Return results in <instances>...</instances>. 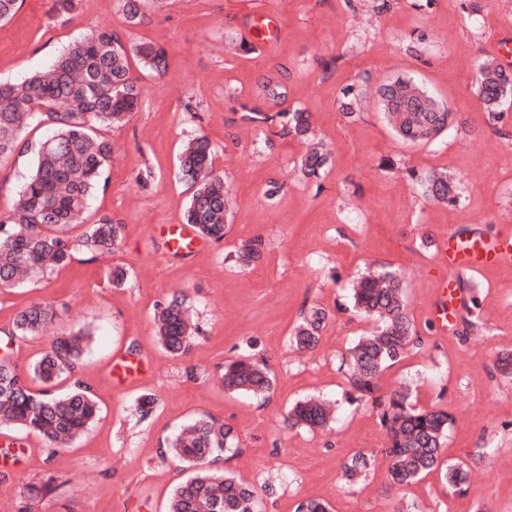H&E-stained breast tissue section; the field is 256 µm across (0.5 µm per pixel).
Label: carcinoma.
<instances>
[{
	"instance_id": "carcinoma-1",
	"label": "carcinoma",
	"mask_w": 512,
	"mask_h": 512,
	"mask_svg": "<svg viewBox=\"0 0 512 512\" xmlns=\"http://www.w3.org/2000/svg\"><path fill=\"white\" fill-rule=\"evenodd\" d=\"M144 2L120 0L128 26L147 23ZM135 63L161 73L167 67V54L152 40H125L112 27L100 26L60 50L47 68L18 82L0 81V161L32 156L12 212L0 217L1 290L41 280L70 265L78 252H110L118 247L121 225L109 218L87 225L85 216L112 153L102 131L124 124L141 105V87L132 75ZM477 71V95L489 126L494 127L503 103L512 96V70L483 60ZM379 98L385 119L405 143H431L448 129V107L410 77L384 84ZM281 116L288 119L289 133L310 138L311 114L302 107L273 115L254 108L247 119L267 124ZM41 124L52 129L50 138L40 142L25 138L31 126ZM214 157L209 137L193 136L179 156L178 176L190 191L183 223L193 225L202 237L220 241L226 230L228 196ZM328 161L329 154L315 148L303 155L300 170L305 177L318 179ZM418 180L433 200L451 207L460 201L454 178L432 171ZM81 226L82 233L70 235ZM264 249L260 237L242 243L238 264L251 266ZM352 307L376 321L374 330L349 351V382L355 400L377 409L387 434L383 452L388 459V486L401 490L438 471L448 491L465 492L470 464L483 461L490 449H478L468 461H447L442 458V445L454 423L448 411L416 407L408 385L386 395L378 393V376L404 358L416 334L397 273L381 268L362 277L352 288ZM56 317L52 305L33 303L15 315L0 339L9 346L36 336ZM325 319L323 308L311 307L288 337L290 345L314 349ZM154 324L158 342L168 353L180 357L188 351L193 323L184 299L174 296L159 305ZM83 336L79 330L54 337L49 350L26 369L7 355L0 358V409L7 412L6 422L40 435L52 451L71 445L100 412L89 387L75 382L64 392L57 390L59 380L74 374ZM222 384L228 393L264 399L273 391L276 377L264 361L244 356L225 365ZM331 421L332 405L318 397L296 401L286 418L289 427L310 431L322 430ZM239 447L233 429L208 415L184 426L167 451L193 474L174 487L167 512H259L254 488L219 466L222 454ZM374 463L373 455L357 452L345 464L343 478L356 483L368 476Z\"/></svg>"
}]
</instances>
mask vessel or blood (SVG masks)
<instances>
[{"label": "vessel or blood", "mask_w": 512, "mask_h": 512, "mask_svg": "<svg viewBox=\"0 0 512 512\" xmlns=\"http://www.w3.org/2000/svg\"><path fill=\"white\" fill-rule=\"evenodd\" d=\"M247 39L258 46H267L282 34L279 18L265 12L251 13L245 22ZM163 234L170 251L178 254H190L200 244L192 227L186 224H171L165 227ZM437 262L441 270L457 272L479 271L489 267L512 266V237L483 235H461L449 233L440 239L437 245ZM438 297L433 311V320L440 332H447L449 325L455 323L460 314V291L454 281L440 278Z\"/></svg>", "instance_id": "1"}]
</instances>
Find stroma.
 Wrapping results in <instances>:
<instances>
[{
	"instance_id": "stroma-1",
	"label": "stroma",
	"mask_w": 512,
	"mask_h": 512,
	"mask_svg": "<svg viewBox=\"0 0 512 512\" xmlns=\"http://www.w3.org/2000/svg\"><path fill=\"white\" fill-rule=\"evenodd\" d=\"M52 0H24L0 23V80L19 81L45 68L62 48L103 25L162 45L168 69L133 74L143 106L121 127L106 130L112 158L106 184L86 214L122 226L109 255L77 254L65 269L21 288L0 290V330L34 302L53 305L54 332L82 327L90 338L74 378L97 396L101 413L69 447L48 453L33 433L0 427V443L19 441L25 455L0 468V512H166L184 478L164 453L179 428L209 415L234 428L240 450L221 466L254 486L263 512H296L305 499L332 512H512V375L500 368L512 355V267L463 274L462 297L479 296L484 324L457 321L437 332L431 308L442 272L434 248L422 247L461 229L494 236L512 226V99L493 132L475 94L477 61L512 32V0H166L150 22L128 28L119 0H80L71 18L56 17ZM276 14L279 42L246 54L244 18L254 9ZM410 76L447 104L454 119L434 142L398 140L372 95L385 81ZM287 88L281 110L312 115L316 140L330 150L324 175L297 169L305 152L279 125L241 121L243 106L262 104L265 80ZM365 89L358 120L338 107L350 86ZM202 132L215 147L214 166L228 191L223 240L190 255L169 251L160 225L182 221L189 192L177 176L187 137ZM448 173L461 186L458 206L427 198L410 171ZM282 184L273 199L265 191ZM259 237L265 250L241 269L240 244ZM128 272L113 285L112 266ZM396 270L417 336L405 358L379 380L381 392L410 384L422 408L440 406L455 418L445 454L466 458L490 449L472 466L465 495H449L439 475L387 491V443L375 410L348 403L342 361L373 320L353 312L350 288L366 267ZM185 299L198 329L189 352L173 357L158 343L154 313L172 296ZM328 318L318 347L294 352L288 336L312 305ZM265 360L277 384L269 399L224 391L226 361ZM135 357L146 376L114 382L115 358ZM156 404L142 416L139 401ZM320 395L336 403L331 429H289L283 419L297 400ZM377 454L374 473L349 485L343 467L356 451ZM51 485L38 503L27 488Z\"/></svg>"
}]
</instances>
